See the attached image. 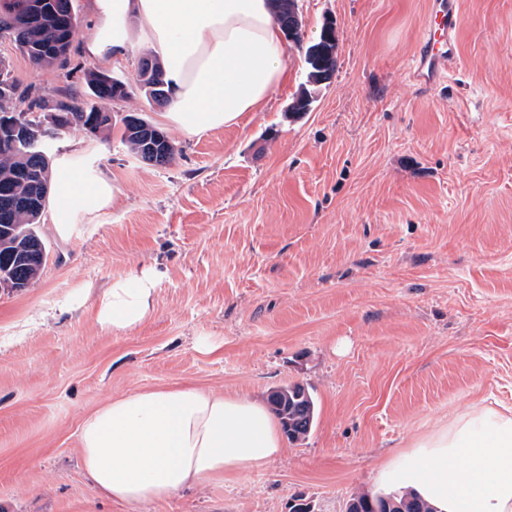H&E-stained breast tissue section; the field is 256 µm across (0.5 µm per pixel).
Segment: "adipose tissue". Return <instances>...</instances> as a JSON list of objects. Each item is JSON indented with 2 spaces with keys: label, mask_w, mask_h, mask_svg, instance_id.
Masks as SVG:
<instances>
[{
  "label": "adipose tissue",
  "mask_w": 512,
  "mask_h": 512,
  "mask_svg": "<svg viewBox=\"0 0 512 512\" xmlns=\"http://www.w3.org/2000/svg\"><path fill=\"white\" fill-rule=\"evenodd\" d=\"M87 57L122 56L134 42L153 51L172 82L164 122L188 136L238 124L260 111L288 78L289 49L269 0H91ZM49 220L73 237L80 218L118 203L111 178L86 173L85 156L52 164ZM156 271L114 281L97 322L127 330L152 311ZM80 462L94 493L154 503L265 465L284 451L278 422L261 400L193 387L147 389L108 400L79 431ZM378 487L420 496L435 512H512V410L476 402L384 462Z\"/></svg>",
  "instance_id": "ef3b65f1"
}]
</instances>
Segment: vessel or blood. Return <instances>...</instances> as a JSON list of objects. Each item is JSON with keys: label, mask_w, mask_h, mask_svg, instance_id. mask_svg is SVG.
<instances>
[{"label": "vessel or blood", "mask_w": 512, "mask_h": 512, "mask_svg": "<svg viewBox=\"0 0 512 512\" xmlns=\"http://www.w3.org/2000/svg\"><path fill=\"white\" fill-rule=\"evenodd\" d=\"M460 23L459 0H431L410 67L415 85L433 89L447 81L458 61L456 31Z\"/></svg>", "instance_id": "1"}]
</instances>
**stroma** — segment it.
Wrapping results in <instances>:
<instances>
[{
  "mask_svg": "<svg viewBox=\"0 0 512 512\" xmlns=\"http://www.w3.org/2000/svg\"><path fill=\"white\" fill-rule=\"evenodd\" d=\"M429 0H296L303 41L262 111L199 137L164 127L138 85L137 44L105 68L131 87L112 132H63L49 152L93 147L118 205L71 239L38 231L51 259L0 290V512H345L377 466L475 401L512 409V0H460L446 86L408 79ZM68 69L33 67L0 37L37 95L88 98L90 0H73ZM336 33V69L310 86L308 45ZM309 112L288 107L303 89ZM137 112L175 147L133 156ZM159 272L150 316L102 328L98 300L132 271ZM84 304L59 307L79 293ZM206 337L217 351L203 354ZM301 383L311 435L275 461L143 507L97 498L79 429L108 398L190 386L266 398Z\"/></svg>",
  "mask_w": 512,
  "mask_h": 512,
  "instance_id": "1",
  "label": "stroma"
}]
</instances>
